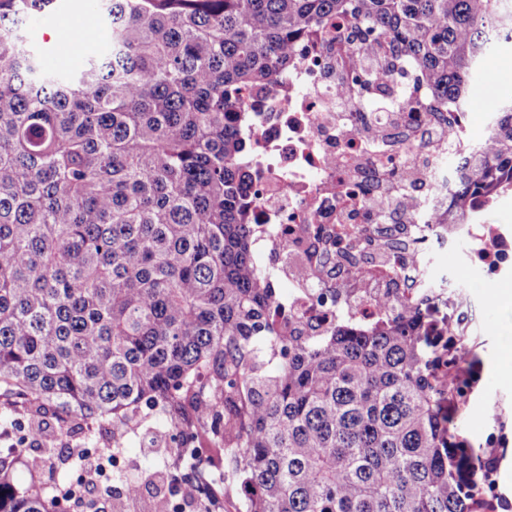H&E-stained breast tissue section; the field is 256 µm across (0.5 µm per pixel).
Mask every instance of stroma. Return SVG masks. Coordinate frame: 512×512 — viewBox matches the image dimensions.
Wrapping results in <instances>:
<instances>
[{
  "instance_id": "35a3bbf8",
  "label": "stroma",
  "mask_w": 512,
  "mask_h": 512,
  "mask_svg": "<svg viewBox=\"0 0 512 512\" xmlns=\"http://www.w3.org/2000/svg\"><path fill=\"white\" fill-rule=\"evenodd\" d=\"M59 3V8L44 19H31L23 27L27 43L52 70H66L79 63V56L61 49L77 29L89 26L100 31L98 40L85 47V54L100 51L108 40L107 33L101 30L93 0H59ZM500 288L512 289V277L496 279L488 286L483 277L473 275L463 283L472 318L467 343L476 364L457 424L481 455H494L495 469L486 492L493 498L496 512H512V366L505 363L502 312L493 297L494 290ZM17 414L23 422H43L61 433L60 445L67 449L85 447L90 441L101 448L119 443L124 457L135 463L132 477L143 482L140 498L124 501L123 512H158L162 508L168 496L166 488L144 480L145 469L161 460L159 445L169 430L160 411H145L143 427L117 437L109 425L79 420L71 411L56 407L35 414L24 406L18 408Z\"/></svg>"
}]
</instances>
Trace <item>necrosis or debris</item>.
Here are the masks:
<instances>
[{
	"label": "necrosis or debris",
	"mask_w": 512,
	"mask_h": 512,
	"mask_svg": "<svg viewBox=\"0 0 512 512\" xmlns=\"http://www.w3.org/2000/svg\"><path fill=\"white\" fill-rule=\"evenodd\" d=\"M349 34L335 20L318 44L296 43L297 63L248 96L256 267L291 286L270 314L319 333L343 314L366 330L393 303L466 334L458 276L512 273V227L486 220L512 180L458 210L448 158L482 146L472 110H430L428 89L407 74L392 106L365 111L379 88L353 66ZM457 242L456 278L435 279L433 252Z\"/></svg>",
	"instance_id": "necrosis-or-debris-1"
}]
</instances>
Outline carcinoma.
<instances>
[{
  "mask_svg": "<svg viewBox=\"0 0 512 512\" xmlns=\"http://www.w3.org/2000/svg\"><path fill=\"white\" fill-rule=\"evenodd\" d=\"M55 0H0V395L123 431L166 413L174 500L199 512H495L457 429L459 389L422 317L279 330L255 270L245 95L288 70L298 38L345 20L359 66L400 67L429 104L469 103L486 56L512 44V0H99L110 42L68 75L24 23ZM457 206L512 172V95ZM0 453V512H63L70 475L17 485L27 441Z\"/></svg>",
  "mask_w": 512,
  "mask_h": 512,
  "instance_id": "1",
  "label": "carcinoma"
}]
</instances>
